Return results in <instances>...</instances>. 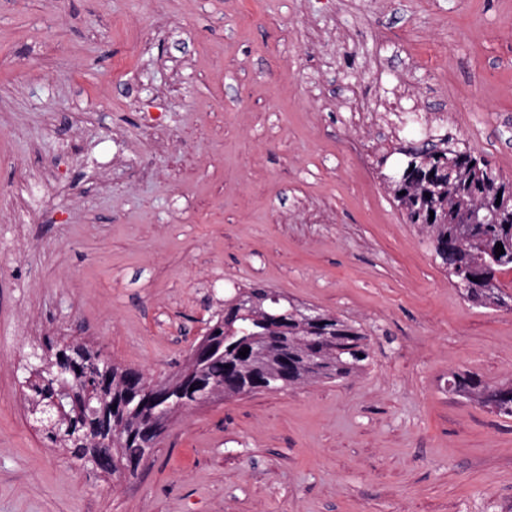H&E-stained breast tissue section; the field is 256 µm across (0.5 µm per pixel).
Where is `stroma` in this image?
I'll return each mask as SVG.
<instances>
[{
    "mask_svg": "<svg viewBox=\"0 0 512 512\" xmlns=\"http://www.w3.org/2000/svg\"><path fill=\"white\" fill-rule=\"evenodd\" d=\"M404 91L512 176V0H0V512H512V311L469 305L352 117ZM361 326L346 381L177 413L137 477L33 427L31 344L169 379L228 289ZM448 392L474 401L489 412L512 418V382L493 385L471 372H452L448 375Z\"/></svg>",
    "mask_w": 512,
    "mask_h": 512,
    "instance_id": "obj_1",
    "label": "stroma"
}]
</instances>
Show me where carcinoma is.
<instances>
[{
	"label": "carcinoma",
	"mask_w": 512,
	"mask_h": 512,
	"mask_svg": "<svg viewBox=\"0 0 512 512\" xmlns=\"http://www.w3.org/2000/svg\"><path fill=\"white\" fill-rule=\"evenodd\" d=\"M391 153L405 161L383 183L396 208L424 234L435 259L465 301L483 308H510L498 274L512 270V176L493 170L471 149L446 135L424 133ZM472 209L494 215L489 224H468ZM504 254L496 255V244ZM204 350L167 381L154 382L132 367L99 359L77 339L44 342L29 361L39 365L22 377L29 414L47 442L97 473L135 476L157 448L164 423L155 412L168 403L197 405L204 389L211 399L277 391L306 382L338 381L363 372L370 345L363 330L338 316L259 285L235 288L215 311ZM248 348L242 357L239 351ZM448 392L489 412L512 418V382L493 385L471 372L448 375ZM65 395L64 411L49 403Z\"/></svg>",
	"instance_id": "carcinoma-1"
}]
</instances>
